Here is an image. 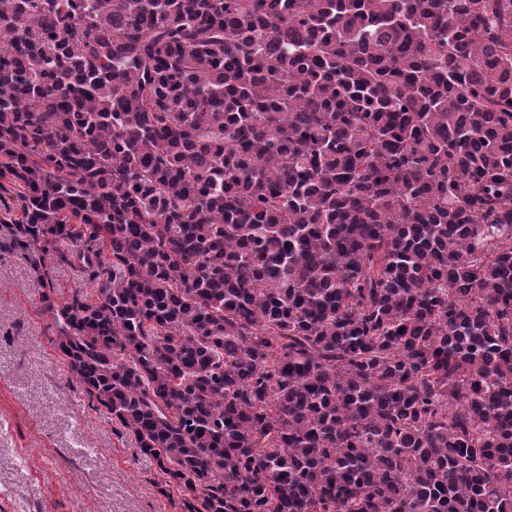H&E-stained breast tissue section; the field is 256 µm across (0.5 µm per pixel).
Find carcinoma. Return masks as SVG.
<instances>
[{"mask_svg":"<svg viewBox=\"0 0 512 512\" xmlns=\"http://www.w3.org/2000/svg\"><path fill=\"white\" fill-rule=\"evenodd\" d=\"M0 37V249L87 275L49 343L184 512H512V0H0Z\"/></svg>","mask_w":512,"mask_h":512,"instance_id":"1","label":"carcinoma"}]
</instances>
